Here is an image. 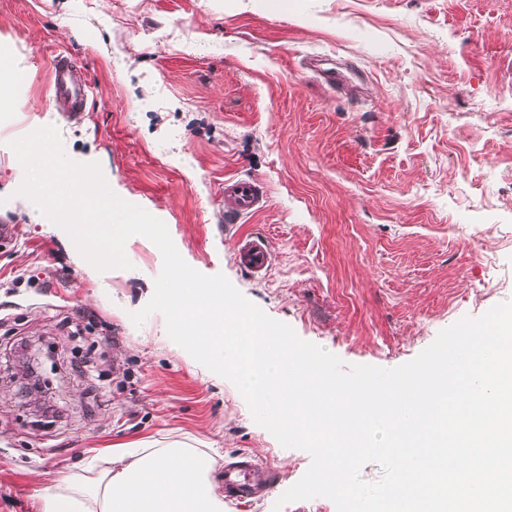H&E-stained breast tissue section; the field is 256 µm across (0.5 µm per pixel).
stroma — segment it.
<instances>
[{"mask_svg":"<svg viewBox=\"0 0 512 512\" xmlns=\"http://www.w3.org/2000/svg\"><path fill=\"white\" fill-rule=\"evenodd\" d=\"M66 56L89 84L51 104ZM353 72L339 90L304 66ZM56 126L72 160L163 221L183 260L348 365L395 368L444 329L512 298V0H0V512H39L53 479L115 448L217 450L273 470L224 512H337L281 503L310 455L257 424L229 380L176 353L161 313L135 326L163 265L128 239L127 269L86 265L17 193L11 140ZM261 209L224 219V183ZM272 248L257 276L236 255ZM39 353L33 412L7 377ZM88 94V85L80 73L67 61H55L53 66L52 105L58 112L79 116ZM238 262L245 269L256 275H262L270 267L272 253L267 239L251 236L246 239L238 250Z\"/></svg>","mask_w":512,"mask_h":512,"instance_id":"stroma-1","label":"stroma"}]
</instances>
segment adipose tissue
<instances>
[{
    "instance_id": "1",
    "label": "adipose tissue",
    "mask_w": 512,
    "mask_h": 512,
    "mask_svg": "<svg viewBox=\"0 0 512 512\" xmlns=\"http://www.w3.org/2000/svg\"><path fill=\"white\" fill-rule=\"evenodd\" d=\"M214 464L186 448H120L46 489L40 512H224Z\"/></svg>"
}]
</instances>
